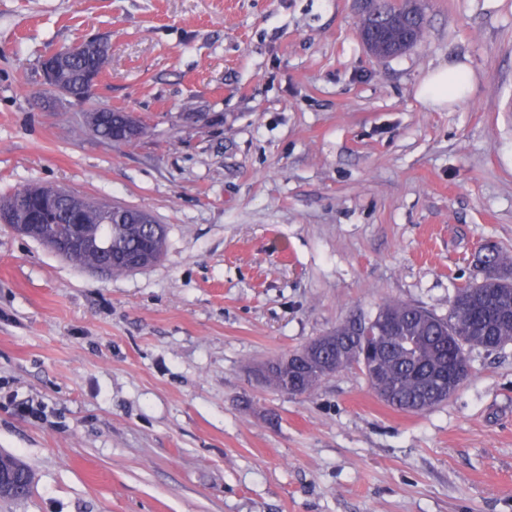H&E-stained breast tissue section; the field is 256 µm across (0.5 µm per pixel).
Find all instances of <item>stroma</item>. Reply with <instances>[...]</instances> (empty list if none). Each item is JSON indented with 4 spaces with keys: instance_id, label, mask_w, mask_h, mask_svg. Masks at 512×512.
I'll use <instances>...</instances> for the list:
<instances>
[{
    "instance_id": "stroma-1",
    "label": "stroma",
    "mask_w": 512,
    "mask_h": 512,
    "mask_svg": "<svg viewBox=\"0 0 512 512\" xmlns=\"http://www.w3.org/2000/svg\"><path fill=\"white\" fill-rule=\"evenodd\" d=\"M415 4L422 40L379 57L360 0H0V197L53 185L166 231L110 274L0 225V455L33 474L0 512H512V347L423 413L355 368L257 379L387 301L447 313L480 245L512 253V0ZM87 37L133 144L35 104L45 52ZM450 62L471 97L429 108ZM474 86V74L464 63L439 66L421 81L417 97L427 106L442 109L466 100Z\"/></svg>"
}]
</instances>
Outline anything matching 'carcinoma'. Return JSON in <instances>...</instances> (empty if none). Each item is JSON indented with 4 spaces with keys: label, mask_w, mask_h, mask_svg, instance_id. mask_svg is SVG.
I'll return each mask as SVG.
<instances>
[{
    "label": "carcinoma",
    "mask_w": 512,
    "mask_h": 512,
    "mask_svg": "<svg viewBox=\"0 0 512 512\" xmlns=\"http://www.w3.org/2000/svg\"><path fill=\"white\" fill-rule=\"evenodd\" d=\"M385 14L379 19L368 15L360 22L365 36L376 35L370 50L394 56L408 49L403 36L415 32L420 41L423 25L410 17L411 11L393 0H384ZM110 65L104 51L95 56H73L65 60L58 80L70 94L93 105L85 113L86 126L98 135L112 136L113 125L120 120L118 111L99 107L89 93L86 75L102 74ZM83 224L79 229L66 223L57 211L52 223L45 225L51 236L66 240L79 232L84 246L68 260L92 269L119 274L129 271L122 262L107 261L105 247L138 255L142 266L157 262L165 245L159 224H129L124 218L103 223L102 202L80 198ZM476 265L482 280L456 288L448 313L439 315L422 306L389 301L378 311L384 321L336 326L340 345H324L317 338L304 347L271 362L262 374L263 382L292 396L311 393L326 377L357 368L386 404L403 411L422 413L451 397L470 373L469 352L482 349L502 350L512 344V256L496 246L479 250ZM0 464L19 468V496L28 493L30 472L20 462L0 456Z\"/></svg>",
    "instance_id": "1"
}]
</instances>
